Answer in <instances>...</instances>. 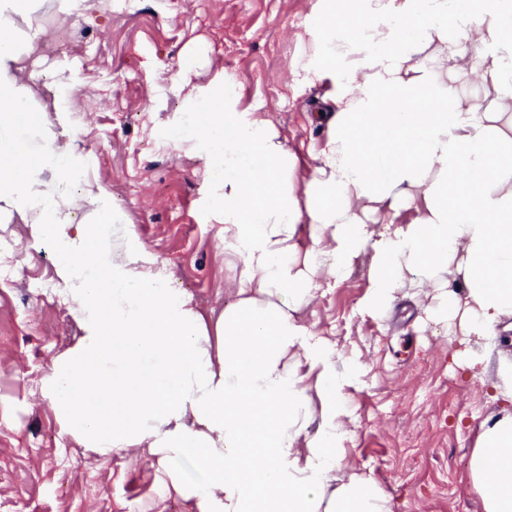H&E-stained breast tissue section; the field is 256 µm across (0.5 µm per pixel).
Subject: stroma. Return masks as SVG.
Here are the masks:
<instances>
[{
    "mask_svg": "<svg viewBox=\"0 0 512 512\" xmlns=\"http://www.w3.org/2000/svg\"><path fill=\"white\" fill-rule=\"evenodd\" d=\"M78 18L45 10L66 43L26 60L35 104L59 142L78 135L93 156L86 181L106 188L141 242L167 264L172 282L211 315L235 300L236 256L206 212L203 161L175 146L171 127L187 119L172 86L192 57L194 82L232 74L241 105L266 113L297 153L298 180L311 174L328 128L329 82L300 86L292 70L319 0H90ZM75 74L61 93L57 73ZM56 249L33 237L21 216L0 223V512H198L167 490L147 451L101 457L64 427L40 392L54 358L81 334L56 288ZM367 259L299 311L361 375L345 390L354 419L345 444L350 471L371 478L390 512H483L468 480L486 420L508 404L490 376L457 363L458 342L428 322L425 298L406 288L377 316L364 314Z\"/></svg>",
    "mask_w": 512,
    "mask_h": 512,
    "instance_id": "1",
    "label": "stroma"
}]
</instances>
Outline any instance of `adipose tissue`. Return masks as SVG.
I'll use <instances>...</instances> for the list:
<instances>
[{
  "label": "adipose tissue",
  "mask_w": 512,
  "mask_h": 512,
  "mask_svg": "<svg viewBox=\"0 0 512 512\" xmlns=\"http://www.w3.org/2000/svg\"><path fill=\"white\" fill-rule=\"evenodd\" d=\"M43 7L0 0V221L20 215L55 244L83 329L43 398L99 456L147 449L198 512H389L374 482L337 476L344 390L358 372L339 368L297 313L321 290L320 269L338 282L366 256L365 313L405 288L427 293L431 323L477 340L466 366L488 367L512 317V0H323L314 49L292 71L333 86L320 115L329 135L301 183L298 155L271 120L240 110L234 79L193 85L184 60L174 81L192 116L171 140L197 150L211 215L240 262L236 300L213 320L173 287L106 189L87 190L81 215L59 180L81 178L86 159L56 145L22 74L48 35ZM24 128L42 131L44 147L21 151ZM406 209L412 221L396 224ZM303 362L319 371L317 398L301 385ZM469 480L484 512H512V412L482 424Z\"/></svg>",
  "instance_id": "obj_1"
}]
</instances>
